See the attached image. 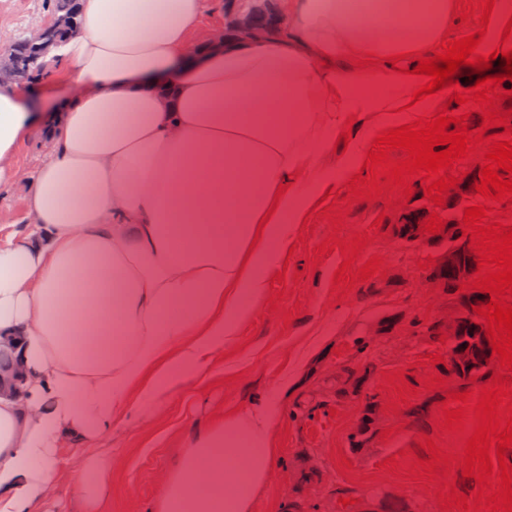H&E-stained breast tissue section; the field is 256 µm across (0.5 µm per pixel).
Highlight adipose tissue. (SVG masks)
Here are the masks:
<instances>
[{"label":"adipose tissue","mask_w":512,"mask_h":512,"mask_svg":"<svg viewBox=\"0 0 512 512\" xmlns=\"http://www.w3.org/2000/svg\"><path fill=\"white\" fill-rule=\"evenodd\" d=\"M400 4L274 0L277 34L210 48L205 0H80L57 50L75 96L40 113L0 85V188L34 130L53 145L0 243V346L26 369L0 394V512H43L63 439L102 444L203 382L328 191L320 158L359 162L336 134L425 111L415 54L454 0ZM276 417L256 400L192 430L151 512H252Z\"/></svg>","instance_id":"ef3b65f1"}]
</instances>
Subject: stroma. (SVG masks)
Segmentation results:
<instances>
[{
  "instance_id": "1",
  "label": "stroma",
  "mask_w": 512,
  "mask_h": 512,
  "mask_svg": "<svg viewBox=\"0 0 512 512\" xmlns=\"http://www.w3.org/2000/svg\"><path fill=\"white\" fill-rule=\"evenodd\" d=\"M46 0H0V45L48 21ZM48 153L41 133L22 141L14 155L20 180L0 190V240L28 222L25 199L31 178ZM463 177L444 193V205H430L424 178L411 182L412 196L393 194L390 200L348 202L349 176L335 177L333 191L340 226L314 211L303 234L294 237L295 250L285 276L269 270L267 297L256 304L235 341L225 347L215 373L203 384L172 393L162 413L141 425L114 426L102 447L65 444L58 481L50 490L48 512H150L162 492L164 478L177 460L182 440L191 428L207 425L224 411L240 408L252 398L276 395L281 384L290 392L282 400L276 420L278 454L269 470L264 491L253 512H290L294 499L304 501L305 512H336L339 500L362 493L384 492L408 503L411 512H457L444 508L439 496L459 492L476 503L477 479L454 471L452 488H445L443 468L434 478L412 474L414 461L428 459L423 437L433 438L441 452L464 456L471 431L445 433L443 401L459 393L448 373L447 343L417 336L419 325L435 321L454 295L433 287L428 270L441 255L429 241L409 244L396 234L403 212L421 208L438 212L442 220H463L476 198L479 164L469 158L457 162ZM354 239L369 235L371 242L354 262L363 267L378 256V275L356 282L352 291L334 288V274L345 257L341 249L320 246L330 234ZM398 318L394 331L373 334L384 317ZM436 364H429V357ZM372 362L375 370L367 388L377 402L378 432L359 454L350 451V436L362 416L364 400L324 397L343 368ZM402 372L412 394L400 401L388 378ZM438 377L442 386L429 389L426 379ZM317 459L318 477L299 485L306 453ZM90 462L109 469L103 486L82 490L78 474Z\"/></svg>"
}]
</instances>
